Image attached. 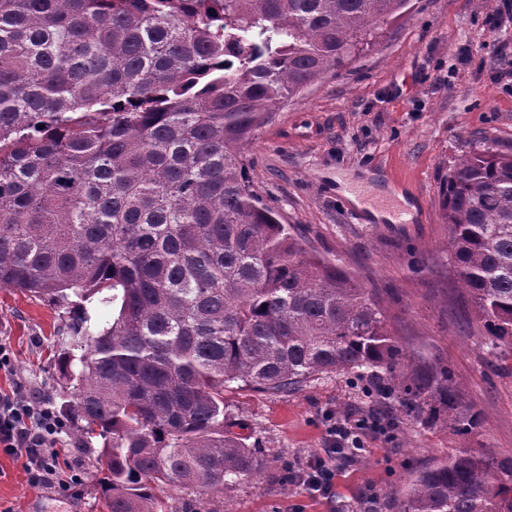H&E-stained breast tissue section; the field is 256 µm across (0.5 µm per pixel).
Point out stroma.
<instances>
[{
	"instance_id": "stroma-1",
	"label": "stroma",
	"mask_w": 512,
	"mask_h": 512,
	"mask_svg": "<svg viewBox=\"0 0 512 512\" xmlns=\"http://www.w3.org/2000/svg\"><path fill=\"white\" fill-rule=\"evenodd\" d=\"M505 0H410L375 46L276 110L246 149L254 193L277 210L308 251L356 276L381 300L407 363L451 371L466 404L482 417L459 435L442 422L407 417L397 397L381 398L352 372L319 376L287 394L232 386L227 419L243 424L272 467L214 496L173 489L171 512H396L409 472L459 449L512 458V356L491 348L450 266V230L441 189L461 156L512 155V25L494 37L489 22ZM357 192L355 205L347 196ZM414 219L383 214L400 199ZM67 307L0 288V340L12 351L0 391L25 387L42 403L62 402L54 343ZM372 416L383 435L336 462L331 497L286 480L328 445V414ZM80 479L69 493L30 485L20 462L0 453V512H103L91 466L93 449L68 431L54 442Z\"/></svg>"
}]
</instances>
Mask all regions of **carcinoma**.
<instances>
[{
  "instance_id": "1",
  "label": "carcinoma",
  "mask_w": 512,
  "mask_h": 512,
  "mask_svg": "<svg viewBox=\"0 0 512 512\" xmlns=\"http://www.w3.org/2000/svg\"><path fill=\"white\" fill-rule=\"evenodd\" d=\"M410 0H0V287L110 320L57 336L60 407L98 438L108 512H166L270 467L224 427V388L357 371L458 434L481 417L448 370L406 366L378 297L308 251L251 189L245 148L280 104L367 50ZM450 266L512 351V155L442 186ZM397 512H512V459L459 450Z\"/></svg>"
}]
</instances>
